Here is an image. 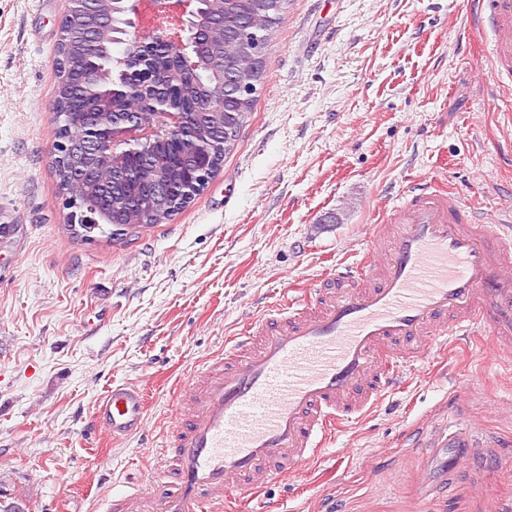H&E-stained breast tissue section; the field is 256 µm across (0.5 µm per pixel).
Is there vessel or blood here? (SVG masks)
<instances>
[{
    "mask_svg": "<svg viewBox=\"0 0 512 512\" xmlns=\"http://www.w3.org/2000/svg\"><path fill=\"white\" fill-rule=\"evenodd\" d=\"M499 81H512V0H470ZM486 339L512 350V206L476 219L445 184L417 185L371 225L360 260L245 322L171 396L175 421L144 482L109 512H239L262 485L318 460L432 347ZM143 392L115 384L93 425L145 431Z\"/></svg>",
    "mask_w": 512,
    "mask_h": 512,
    "instance_id": "vessel-or-blood-1",
    "label": "vessel or blood"
}]
</instances>
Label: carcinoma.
<instances>
[{
  "label": "carcinoma",
  "mask_w": 512,
  "mask_h": 512,
  "mask_svg": "<svg viewBox=\"0 0 512 512\" xmlns=\"http://www.w3.org/2000/svg\"><path fill=\"white\" fill-rule=\"evenodd\" d=\"M112 2L69 0L71 19L61 29L56 68L58 82L71 86L54 99L52 112L55 151L65 159L54 160L59 189L80 211L78 224L69 228L114 241L129 230L169 222L221 169L237 142L227 131L240 133L257 101L228 89L226 79L235 73L261 85L265 77V69L254 70L243 31L255 29L270 43L290 0H201L197 21L206 27V48L198 57L161 44L123 42L122 12ZM132 55L140 63L117 65ZM109 85L132 90L112 99L110 111L96 94ZM157 95L180 114L184 132L164 129L152 108ZM129 116L159 131L132 149L85 148L102 126Z\"/></svg>",
  "instance_id": "1"
}]
</instances>
